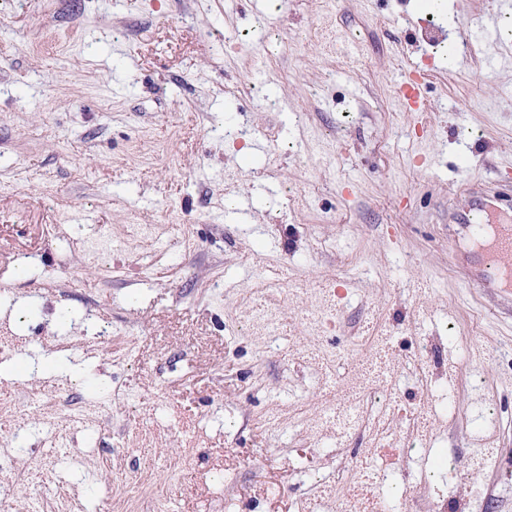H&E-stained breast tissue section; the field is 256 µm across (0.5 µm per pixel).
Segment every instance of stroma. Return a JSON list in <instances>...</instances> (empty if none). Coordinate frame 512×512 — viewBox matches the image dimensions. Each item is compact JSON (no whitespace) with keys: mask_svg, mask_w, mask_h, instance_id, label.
<instances>
[{"mask_svg":"<svg viewBox=\"0 0 512 512\" xmlns=\"http://www.w3.org/2000/svg\"><path fill=\"white\" fill-rule=\"evenodd\" d=\"M443 2L0 0V336L21 343L0 393L112 399L96 433L59 420L58 479L26 470L37 406L0 430L26 472L0 473L8 512L60 480L107 512L139 479L169 512H335L362 478L406 512H512V299L450 255L471 184L512 196V66L475 41L495 0ZM324 286L339 309L314 330ZM379 355L386 429L320 425ZM414 414L424 447L362 474ZM470 454L460 499L436 462Z\"/></svg>","mask_w":512,"mask_h":512,"instance_id":"stroma-1","label":"stroma"}]
</instances>
